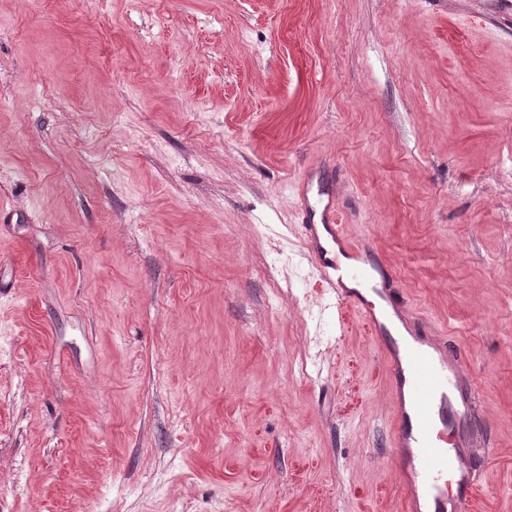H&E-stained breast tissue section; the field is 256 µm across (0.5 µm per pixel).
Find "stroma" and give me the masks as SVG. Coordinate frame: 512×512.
Here are the masks:
<instances>
[{
	"instance_id": "1",
	"label": "stroma",
	"mask_w": 512,
	"mask_h": 512,
	"mask_svg": "<svg viewBox=\"0 0 512 512\" xmlns=\"http://www.w3.org/2000/svg\"><path fill=\"white\" fill-rule=\"evenodd\" d=\"M319 172L472 382L512 512L506 0H0V512H406Z\"/></svg>"
}]
</instances>
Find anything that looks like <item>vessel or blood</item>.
Masks as SVG:
<instances>
[{"label": "vessel or blood", "instance_id": "b4317fda", "mask_svg": "<svg viewBox=\"0 0 512 512\" xmlns=\"http://www.w3.org/2000/svg\"><path fill=\"white\" fill-rule=\"evenodd\" d=\"M309 254L340 308L360 313L397 395L394 445L406 455L411 512H468L476 480L468 465L471 402L463 364L426 340L388 344V329L365 291L388 294V270L366 244L350 242L331 206L305 210Z\"/></svg>", "mask_w": 512, "mask_h": 512}]
</instances>
